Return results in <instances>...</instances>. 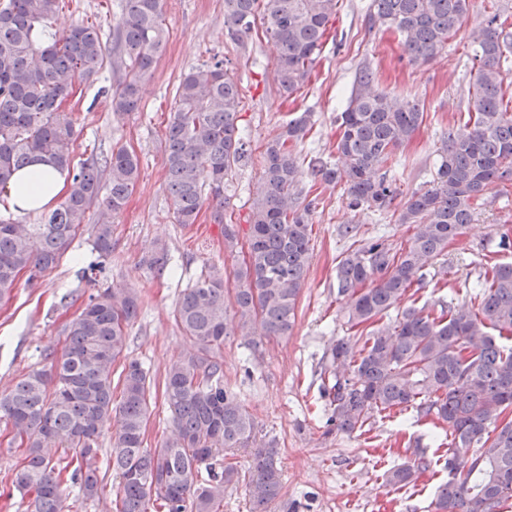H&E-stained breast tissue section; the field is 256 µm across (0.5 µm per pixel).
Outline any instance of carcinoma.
<instances>
[{"label":"carcinoma","mask_w":512,"mask_h":512,"mask_svg":"<svg viewBox=\"0 0 512 512\" xmlns=\"http://www.w3.org/2000/svg\"><path fill=\"white\" fill-rule=\"evenodd\" d=\"M339 0H224V24L237 39L256 19L277 47L280 92L291 96L309 79L323 49L327 25ZM472 0H373L376 20L395 28L414 58L448 43L468 19ZM58 0H0V195L15 171L42 162L68 171L64 196L33 224L0 215V302H7L22 273L28 282L53 267L68 248L86 211L96 202L93 249L112 254V217L132 194L140 173L137 155L114 147L71 168L75 122L62 106L78 80L103 62L100 31L77 24L57 35L50 20ZM479 50L471 68L470 131L448 134L438 177L414 191L398 223L413 225L406 243L382 239L347 250L336 267L337 294L346 299L355 328L389 315L431 261L474 220L478 200L495 181L512 175V98L505 99L512 55V26L494 13L473 30ZM124 76L112 93V111L135 112L139 88L153 74L166 43L161 0H123L114 34ZM243 98L224 61L206 63L181 76L175 111L165 131V181L178 224H193L205 200L224 225V247L244 248L232 272L212 267L184 289L175 320L197 352L172 363L164 401L173 436L157 448L144 446L150 382L135 361L115 371L137 318L141 300L133 289L92 295L66 326L60 356L45 355L49 369H32L0 394V421L13 425L23 463L12 487L32 497V512H62L64 479L83 496L98 495L95 460L99 438L110 436L109 461L118 478L116 512H224L225 492L244 484L252 512H266L279 498L281 473L271 442L252 449L240 471L224 464V451L248 445L252 415L224 386V338L235 324L253 349L260 335L283 337L295 322L297 302L311 264L312 216L316 205L301 197L304 174L342 185L350 210H385L399 193L375 171L395 156L424 119L414 99L373 86L359 70L345 111L336 117V161L310 158L308 170L288 151L303 140L311 114L288 121L261 152L262 175L252 197L244 235L224 209V189L248 154L238 134ZM109 172L101 185L100 168ZM234 281V294L228 283ZM477 309L448 306L434 316L413 305L390 323L368 332L361 347L340 339L331 349L334 382L325 389L331 414L326 433L362 429L376 413L413 409L448 424V480L436 494V512H501L512 500V263L496 265L474 297ZM498 332L494 336L490 331ZM120 397L114 398L115 389ZM63 456L56 457L58 452ZM421 456L389 470L403 488L431 468Z\"/></svg>","instance_id":"1"}]
</instances>
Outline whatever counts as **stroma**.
<instances>
[{
    "label": "stroma",
    "instance_id": "stroma-1",
    "mask_svg": "<svg viewBox=\"0 0 512 512\" xmlns=\"http://www.w3.org/2000/svg\"><path fill=\"white\" fill-rule=\"evenodd\" d=\"M372 0H340L325 34L323 51L299 92L284 97L274 73L276 47L262 24L248 36L232 40L224 25V0H162L166 47L152 76L140 85V108L118 117L111 108L119 78L112 61V32L121 15L120 0H59L51 21L61 33L79 22L97 25L108 51L103 65L74 89L64 104L76 121L78 137L72 162L80 164L94 152L126 147L140 160L136 187L113 223V249L103 273L88 280L84 271L96 262L93 226L99 218L90 208L57 266L36 285L19 282L11 299L0 305V392L29 370L42 368L43 353L62 352L64 329L89 296L107 288L138 292L141 309L128 330L124 360L147 371L154 389L149 399L145 444L159 446L172 425L160 385L170 364L193 354L196 346L175 322L180 292L202 269H233L241 252L224 248V227L203 206L194 224L174 220L165 186V127L174 108L181 76L191 68L219 58L229 61L239 81L244 108L240 133L253 152L226 184L227 209L238 223L248 221L249 207L261 166L257 158L299 112L313 115V126L293 148L300 165L311 155L336 154V116L349 102L360 68L369 67L378 90L418 101L424 121L396 152L388 175L401 197L386 211H351L341 186L304 177L302 186L316 197L311 266L298 299L292 333L248 347L237 335L224 341V383L252 415L255 439L275 441L282 470V491L269 512H434L436 490L446 480L443 466L422 474L415 486L402 490L386 482L388 469L413 464L419 453L433 455L447 443L448 426L436 418L392 410L376 416L362 430L327 433L330 414L321 371L332 346L348 337L345 301L336 289V266L350 247L340 238L342 224L358 227L359 240L407 241L412 227L398 223L402 199L433 186L449 134L466 130L471 104L468 93L475 27L491 13L512 14V0H473L469 17L457 35L433 55L413 60L401 35L370 18ZM512 227V180L493 184L480 200L472 224L448 245L446 257L431 262L409 288L404 305L439 313L442 303L470 302L480 273L495 264L512 262V250L497 246L503 227ZM166 247L172 263L164 272L149 269L145 260L156 247ZM70 296L71 305L61 303ZM9 427L0 422V512H27L28 502L13 489L10 477L21 453L10 447ZM97 466L103 478L95 499L84 500L78 487L65 485L64 512H112L115 478L109 465V439L101 437Z\"/></svg>",
    "mask_w": 512,
    "mask_h": 512
}]
</instances>
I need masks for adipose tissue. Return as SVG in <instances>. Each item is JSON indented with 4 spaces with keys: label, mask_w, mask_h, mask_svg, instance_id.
Segmentation results:
<instances>
[{
    "label": "adipose tissue",
    "mask_w": 512,
    "mask_h": 512,
    "mask_svg": "<svg viewBox=\"0 0 512 512\" xmlns=\"http://www.w3.org/2000/svg\"><path fill=\"white\" fill-rule=\"evenodd\" d=\"M66 184L64 171L36 163L16 172L9 185L12 204L18 213L31 214L53 202Z\"/></svg>",
    "instance_id": "obj_1"
}]
</instances>
